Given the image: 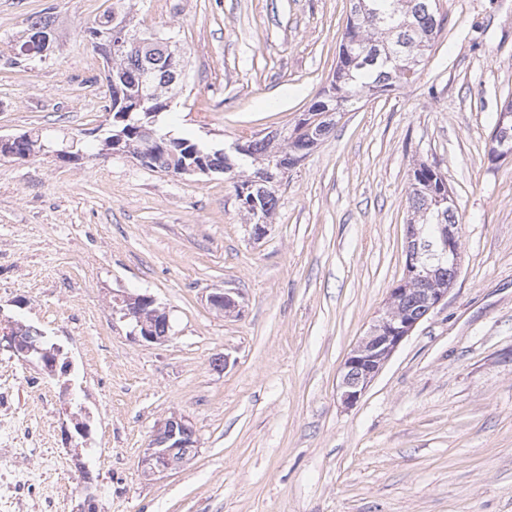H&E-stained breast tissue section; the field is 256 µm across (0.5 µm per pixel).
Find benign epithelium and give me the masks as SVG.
Listing matches in <instances>:
<instances>
[{
  "label": "benign epithelium",
  "instance_id": "benign-epithelium-1",
  "mask_svg": "<svg viewBox=\"0 0 512 512\" xmlns=\"http://www.w3.org/2000/svg\"><path fill=\"white\" fill-rule=\"evenodd\" d=\"M113 47H119L131 35L127 21L113 17L104 31ZM509 112L500 114L490 153L493 161L512 158V147L506 142L512 139ZM164 144L153 133L144 134V146L134 152L142 163L148 161L156 148ZM32 143L31 135L0 136V155L6 158L28 159L41 153ZM217 172L202 157L190 166L177 171L179 175H210ZM460 228L457 224L439 225V234L430 237L422 224H409L406 231L405 274L389 290L384 306L379 311L365 336L350 349L341 366L339 400L345 407L354 406L385 364L401 346L403 341L424 321L448 296L456 282L461 264L459 261ZM120 306L123 318L133 324L131 335L140 342L161 344L170 338L169 315L156 305L153 296L147 294L122 293L112 297ZM210 308L219 315L233 312L236 301L225 292H214L208 296ZM10 348L24 357H36L50 364L52 353L43 348L34 329L21 323L14 324L9 337ZM199 440L193 422L185 415L173 412L158 421L153 429L148 448L141 459L142 475L147 479L164 475L182 468L196 456Z\"/></svg>",
  "mask_w": 512,
  "mask_h": 512
}]
</instances>
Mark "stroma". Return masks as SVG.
<instances>
[{"label": "stroma", "instance_id": "1", "mask_svg": "<svg viewBox=\"0 0 512 512\" xmlns=\"http://www.w3.org/2000/svg\"><path fill=\"white\" fill-rule=\"evenodd\" d=\"M113 0H0V135L77 142L80 158H0V318L46 344H95L55 422L31 448L45 495L81 512L54 466L103 467L104 512H512V159L490 161L512 100V0H440L442 30L414 83L334 129L284 175L255 238L230 182L176 177L96 151L111 127L104 60L83 30ZM141 27L173 32L186 86L162 125L222 148L293 126L329 83L349 0H132ZM49 13L42 62L11 47ZM438 167L461 232L460 275L356 405L340 367L404 271L415 164ZM238 307L220 316L215 290ZM152 295L172 326L134 340L112 308ZM224 354L223 372L210 366ZM90 409L93 447L74 429ZM189 416L197 455L145 479L154 425Z\"/></svg>", "mask_w": 512, "mask_h": 512}]
</instances>
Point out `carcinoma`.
<instances>
[{
    "mask_svg": "<svg viewBox=\"0 0 512 512\" xmlns=\"http://www.w3.org/2000/svg\"><path fill=\"white\" fill-rule=\"evenodd\" d=\"M442 23L439 0H351L330 87L293 127L238 143L230 151L163 130L160 115L166 112L167 93L178 87L172 80L173 74L183 68L182 58L170 45L171 37L135 27L125 52L112 58V80L107 82L110 106L132 98L146 80L158 92L159 100L146 104L144 110L133 111L130 119L112 128L109 136L120 133L135 146L143 137L142 128L153 130L177 152L173 156L160 150L152 157L149 168L166 174L184 163L191 164L200 153L226 169H235L232 185L240 208L250 223L266 224L278 201L277 186L268 183L270 162L290 168L294 166L292 158L302 159L312 151L308 125L318 113H335L329 121L319 122L326 135L336 125V117L357 109L371 90L381 95L398 83L414 82ZM446 196L448 184L437 167L426 162L416 164L407 197L410 223H458L456 207L442 202Z\"/></svg>",
    "mask_w": 512,
    "mask_h": 512,
    "instance_id": "carcinoma-1",
    "label": "carcinoma"
}]
</instances>
